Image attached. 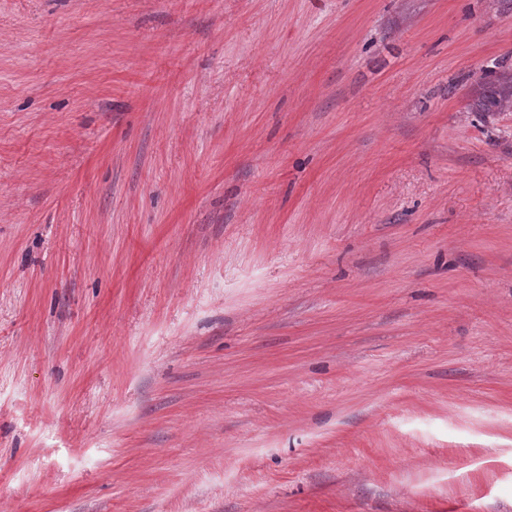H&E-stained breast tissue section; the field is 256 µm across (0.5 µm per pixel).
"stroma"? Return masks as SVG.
Instances as JSON below:
<instances>
[{"label": "stroma", "mask_w": 512, "mask_h": 512, "mask_svg": "<svg viewBox=\"0 0 512 512\" xmlns=\"http://www.w3.org/2000/svg\"><path fill=\"white\" fill-rule=\"evenodd\" d=\"M512 0H0V512H512ZM512 110V78L511 81L488 83L481 97L476 103L477 112H504Z\"/></svg>", "instance_id": "stroma-1"}]
</instances>
